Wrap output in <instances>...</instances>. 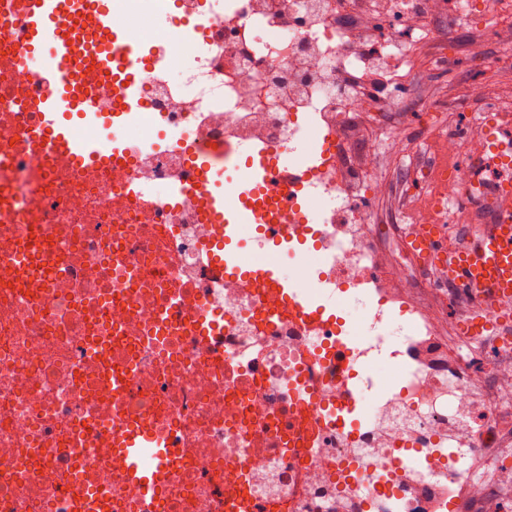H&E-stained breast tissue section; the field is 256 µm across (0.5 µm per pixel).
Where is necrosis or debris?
Segmentation results:
<instances>
[{"label":"necrosis or debris","instance_id":"necrosis-or-debris-1","mask_svg":"<svg viewBox=\"0 0 512 512\" xmlns=\"http://www.w3.org/2000/svg\"><path fill=\"white\" fill-rule=\"evenodd\" d=\"M431 5L512 27V0H382L388 24L357 51L351 0H111L126 48L161 16L173 36L118 117L135 150L89 169L24 139V99L54 86L19 64L20 24L0 26V512H71L88 493L111 512H512V332H460L463 294L400 217L375 220L377 180L344 156L352 115L407 100ZM217 144L234 153L214 172L242 181L255 147L303 166L317 220L290 239L299 277L280 301L224 272L213 186L193 176ZM390 236L402 255L382 267ZM310 295L326 302L315 331L297 310ZM131 425L173 449L149 506L112 466Z\"/></svg>","mask_w":512,"mask_h":512}]
</instances>
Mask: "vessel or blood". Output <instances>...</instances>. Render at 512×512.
<instances>
[{
  "label": "vessel or blood",
  "mask_w": 512,
  "mask_h": 512,
  "mask_svg": "<svg viewBox=\"0 0 512 512\" xmlns=\"http://www.w3.org/2000/svg\"><path fill=\"white\" fill-rule=\"evenodd\" d=\"M10 14L20 18L26 33L24 57L42 75L51 79L54 93L36 97L31 107L39 122L26 132L28 139L51 144L75 165L95 160L121 143L125 131L113 126L108 142L76 138L68 124L70 116L87 118L83 91L105 80L107 73L120 71L129 86H136L140 74L132 56L122 52V36L112 24L106 0H0ZM460 135L477 134L481 150L473 171L485 172L483 197L470 188L461 196L466 208L482 205L486 221L477 237L466 240L457 250L448 248V230L433 223L418 232L416 249L439 264L443 277L474 300L475 307L462 322V330L479 336L488 328L490 317L484 303L495 300L499 312L512 317V156L500 148L512 141V126L484 119L479 129L464 126ZM260 184L232 183L223 191L207 196V209L216 217L217 234L231 242L237 225L250 222L261 196L279 198L296 207L303 187L300 168L287 164L279 168L259 161ZM250 274L274 282L278 290L292 288L296 273L290 264L260 263ZM172 450L166 438L143 428L129 429L112 458L115 469L128 473L141 489L142 497L155 494L164 483Z\"/></svg>",
  "instance_id": "1"
}]
</instances>
